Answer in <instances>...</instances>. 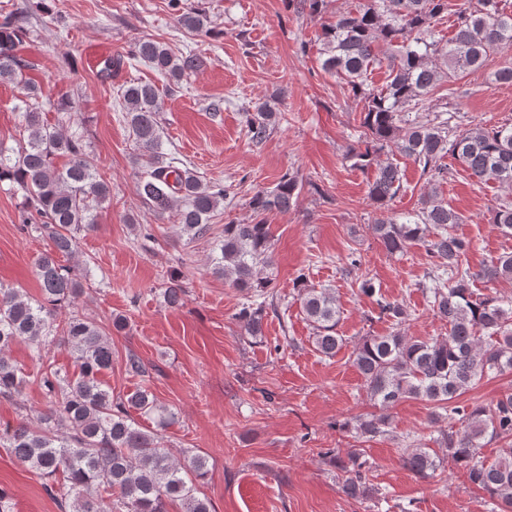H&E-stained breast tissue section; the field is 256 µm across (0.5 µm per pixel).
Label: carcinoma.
<instances>
[{"label":"carcinoma","mask_w":512,"mask_h":512,"mask_svg":"<svg viewBox=\"0 0 512 512\" xmlns=\"http://www.w3.org/2000/svg\"><path fill=\"white\" fill-rule=\"evenodd\" d=\"M448 13V0H370L354 11L336 16L323 27L322 68L336 75L360 105V123L366 131L364 147L350 154L353 166L373 170L368 180L369 198L380 210L403 188V175L392 163L383 164L378 154L396 151L417 164L428 182L450 174L440 160L449 155L479 183L490 180L512 188V125L476 126L464 131L452 125L442 112L426 106L430 91L442 80L459 72L482 68L491 53L512 49V13L504 12L499 0H467L457 10L455 34L444 42L433 27ZM179 23L192 31L207 28L204 12L182 11ZM26 19L17 13L0 24V80L23 86L29 94L37 88L25 76L29 65L15 54V47L28 34ZM133 57L148 63L159 75L181 81L200 66L194 54L176 55L153 40H138ZM386 67L385 86L374 90L367 76ZM121 98L126 120L136 140L147 171L136 189L142 201L159 216L171 214L184 233L202 238L209 221L227 196V189L209 185L199 175L181 167L179 159L162 151L158 114L159 88L153 83L133 82ZM23 137L14 146L0 143V184L7 181L25 195L21 230H34L48 239V250L36 261L41 298L31 301L17 288L0 287V396L21 394L26 375L9 358L12 346L26 343L38 366L36 376L49 410L34 421H22L0 432V447L42 478L63 483L50 486L65 512H168L174 502L183 512H211L198 485L207 473L200 454L178 459L162 446L159 433L175 414L158 403L146 388L126 399L114 401L112 389L102 380L112 369L109 333L97 321L67 313L92 287L90 269L82 276L71 274L57 256L72 254L77 235L96 224V209L110 196L111 187L89 158L83 136L68 135L61 122L52 125L42 113H22ZM278 112L268 105L248 114L250 139L270 135ZM60 157L67 164L57 166ZM303 189L294 174L283 176L274 190L255 193L253 211L287 212ZM462 216L432 191L422 197L416 219L401 221L393 216L379 219L373 230L390 253L419 243L437 259L422 288L433 310L446 322L448 334L413 339L398 327L408 313L403 305L376 295L372 279L361 280L359 291L375 298L380 316L397 330L385 336H365L353 345L351 359L363 377L367 396L381 409L407 398L425 399L449 419L465 423L461 431L443 434L446 453L419 446L401 449L403 466L426 478L449 463L463 467L469 480L489 495L488 512H512V455L486 464L475 460L479 448L492 440H512V392L488 405H460L456 399L483 378L512 373V296L496 292L477 293L475 279L512 280V253L490 260L478 273L462 267L470 242L452 233ZM495 222L512 235V204L500 206ZM273 261V243L268 225H224V240L212 258L216 273L232 282L248 297L262 302L245 303L236 319L245 334L261 335L263 317L273 288L267 273ZM306 320L313 330L318 352L332 357L345 339L337 332L340 321L336 296L331 288L306 284V275L296 277ZM179 279L164 282L168 303H179ZM61 337L72 352L78 373L63 376L48 355L49 339ZM152 414L156 428L142 429L132 413ZM388 418L381 414L357 421V438L372 439L387 434ZM342 492L352 498L372 493V464L361 452L336 457Z\"/></svg>","instance_id":"1"}]
</instances>
